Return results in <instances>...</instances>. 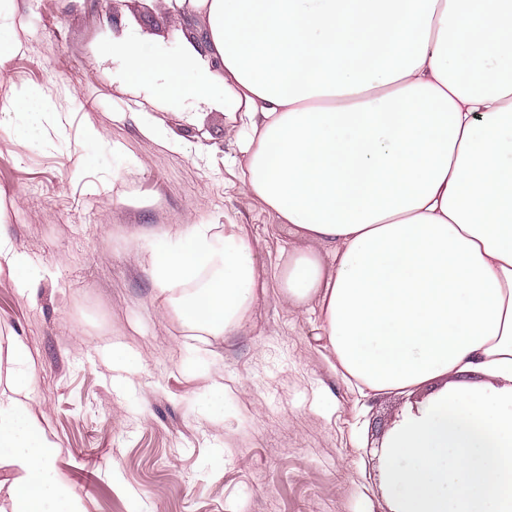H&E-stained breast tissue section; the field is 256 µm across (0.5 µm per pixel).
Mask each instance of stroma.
<instances>
[{
	"label": "stroma",
	"instance_id": "1",
	"mask_svg": "<svg viewBox=\"0 0 512 512\" xmlns=\"http://www.w3.org/2000/svg\"><path fill=\"white\" fill-rule=\"evenodd\" d=\"M14 5L23 47L0 57V100L24 110L0 125V235L27 270L0 273V356L27 346L31 416L84 512H390L380 445L426 389L361 396L276 284L224 336L191 330L152 279L148 249L176 224L243 225L270 270L297 244L225 165L223 111L136 106L123 60H98L109 38L178 53L187 32L164 0ZM43 97L61 120L37 113ZM157 116L179 149L143 134ZM89 123L105 138L82 166Z\"/></svg>",
	"mask_w": 512,
	"mask_h": 512
}]
</instances>
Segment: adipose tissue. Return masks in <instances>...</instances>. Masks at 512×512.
<instances>
[{
    "label": "adipose tissue",
    "mask_w": 512,
    "mask_h": 512,
    "mask_svg": "<svg viewBox=\"0 0 512 512\" xmlns=\"http://www.w3.org/2000/svg\"><path fill=\"white\" fill-rule=\"evenodd\" d=\"M204 46L104 41L162 112L222 89L246 192L300 240L274 278L362 392L430 386L382 442L394 512H512V0H165ZM328 246L321 255L320 246ZM184 323L231 336L265 293L246 235L181 224L150 255ZM11 512H83L8 350Z\"/></svg>",
    "instance_id": "obj_1"
}]
</instances>
